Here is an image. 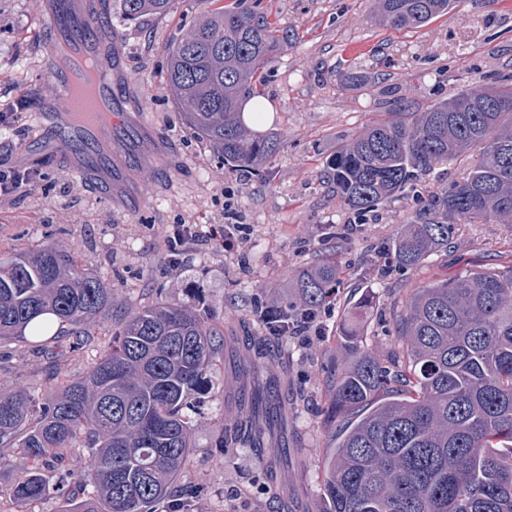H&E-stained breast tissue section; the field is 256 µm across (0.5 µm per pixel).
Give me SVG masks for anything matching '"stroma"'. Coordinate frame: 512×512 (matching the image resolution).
Here are the masks:
<instances>
[{"label": "stroma", "instance_id": "1", "mask_svg": "<svg viewBox=\"0 0 512 512\" xmlns=\"http://www.w3.org/2000/svg\"><path fill=\"white\" fill-rule=\"evenodd\" d=\"M111 2L127 60L122 107L165 139L167 158L139 168L141 204L117 210L68 171L38 166L32 103L55 94L43 72L42 0H0V170L27 176L17 192L0 194V258L53 242L73 252L85 271L117 281L118 309L134 312L160 298L194 302L224 332L181 475L199 491L194 512H276L283 493L293 512H323L322 475L335 433L324 373L349 308L372 296L356 333L387 360L397 347L389 322L413 289L479 263L512 264V224L464 219L448 250L422 268L377 272L380 250L412 223L418 200L460 180L478 152L432 162L364 215L343 205L325 175L327 160L356 132L394 113L421 112L463 89L512 79V0H455L447 15L405 29L378 23L373 0H262L288 43L264 70L261 94L273 110L258 131L277 133L280 147L257 172L222 164L183 123L166 86L164 48L188 29L202 0H176L168 14L136 21L125 20L121 0ZM353 72L361 82H349ZM181 224L242 225L240 247L228 252L216 240L192 241L170 264L166 238ZM321 257L339 269L338 303L321 313L320 335L289 341L269 370L290 380L293 413L283 453L223 443L247 383L237 368L244 317L261 305L295 302L298 275ZM115 328L114 320H99L82 346L65 348L52 377L45 357L0 344V392L22 389L47 402L61 382L94 365Z\"/></svg>", "mask_w": 512, "mask_h": 512}]
</instances>
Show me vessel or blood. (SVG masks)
I'll use <instances>...</instances> for the list:
<instances>
[{
    "instance_id": "1",
    "label": "vessel or blood",
    "mask_w": 512,
    "mask_h": 512,
    "mask_svg": "<svg viewBox=\"0 0 512 512\" xmlns=\"http://www.w3.org/2000/svg\"><path fill=\"white\" fill-rule=\"evenodd\" d=\"M108 23L102 0H47L42 23L47 46L44 70L56 94L40 102L36 112L43 149L62 159L68 171L112 203L124 177L123 163L113 160L109 143L124 142L127 162L139 161L135 129L115 109L127 87L112 73L88 92L73 93L84 83L86 62L95 55L94 36Z\"/></svg>"
}]
</instances>
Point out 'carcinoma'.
<instances>
[{"mask_svg": "<svg viewBox=\"0 0 512 512\" xmlns=\"http://www.w3.org/2000/svg\"><path fill=\"white\" fill-rule=\"evenodd\" d=\"M174 0H121L126 20L163 15ZM452 0H376L379 21L418 28L448 14ZM287 37L259 5L215 8L166 46L167 85L184 121L226 164L258 169L276 151L241 108L263 82ZM512 84L478 85L423 112L378 122L336 148L327 162L336 195L364 214L438 159L477 149L481 162L433 196L384 248V258L419 268L448 247L457 220L512 224ZM339 272L329 260L299 275L298 300L256 309L261 335L243 366L253 376L226 437L277 447L288 410L284 382L263 376L280 355L268 327L336 305ZM116 285L85 272L57 243L0 261V340L56 343L93 335L114 312ZM398 366L388 369L340 335L343 360L328 370L336 443L322 481L324 512H512V265L467 270L429 282L395 317ZM224 333L192 305L158 300L123 315L112 344L84 375L38 407L23 390L0 393V449H22L11 494L27 506L55 491L61 512H192L198 491L172 494L191 448L206 374ZM91 450L73 484L50 488L46 471L67 464L77 441ZM94 496H83L85 488Z\"/></svg>", "mask_w": 512, "mask_h": 512, "instance_id": "obj_1", "label": "carcinoma"}]
</instances>
